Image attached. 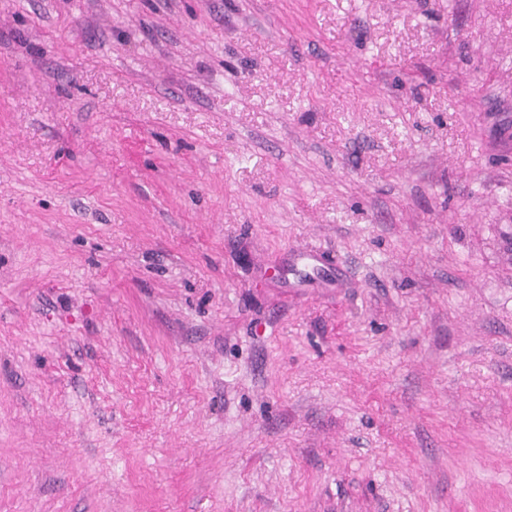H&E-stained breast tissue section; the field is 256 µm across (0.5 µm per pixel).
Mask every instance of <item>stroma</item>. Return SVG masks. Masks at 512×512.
<instances>
[{"mask_svg": "<svg viewBox=\"0 0 512 512\" xmlns=\"http://www.w3.org/2000/svg\"><path fill=\"white\" fill-rule=\"evenodd\" d=\"M0 512H512V0H0ZM298 264L301 266L306 276L312 275L306 279L290 282L288 288H296L297 290H301L302 288H316L323 283L324 271L322 267L326 265V263L317 250L306 249L304 247L292 249L290 265Z\"/></svg>", "mask_w": 512, "mask_h": 512, "instance_id": "stroma-1", "label": "stroma"}]
</instances>
